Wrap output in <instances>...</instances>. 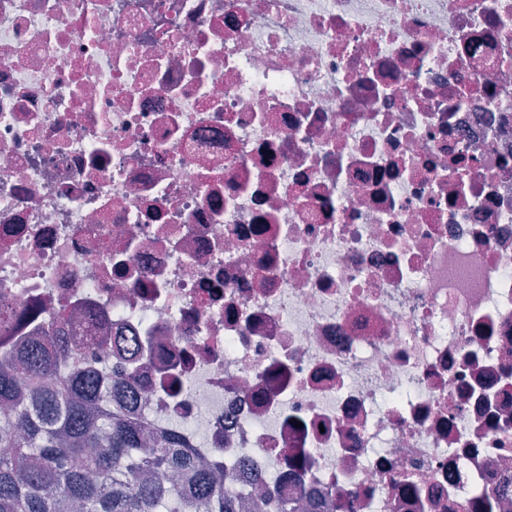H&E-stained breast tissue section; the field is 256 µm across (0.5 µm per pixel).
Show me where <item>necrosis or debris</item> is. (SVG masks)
Here are the masks:
<instances>
[{
    "label": "necrosis or debris",
    "mask_w": 512,
    "mask_h": 512,
    "mask_svg": "<svg viewBox=\"0 0 512 512\" xmlns=\"http://www.w3.org/2000/svg\"><path fill=\"white\" fill-rule=\"evenodd\" d=\"M322 512H512V0H0V310Z\"/></svg>",
    "instance_id": "4bbe7bcc"
}]
</instances>
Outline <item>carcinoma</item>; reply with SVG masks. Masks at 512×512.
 <instances>
[{
    "instance_id": "carcinoma-1",
    "label": "carcinoma",
    "mask_w": 512,
    "mask_h": 512,
    "mask_svg": "<svg viewBox=\"0 0 512 512\" xmlns=\"http://www.w3.org/2000/svg\"><path fill=\"white\" fill-rule=\"evenodd\" d=\"M116 384L105 359L71 369L51 336L0 352V512H236V478L226 486L177 437H153ZM266 507L299 505L268 492Z\"/></svg>"
}]
</instances>
